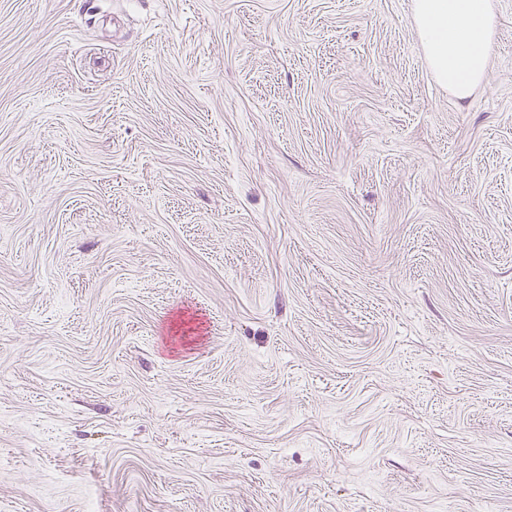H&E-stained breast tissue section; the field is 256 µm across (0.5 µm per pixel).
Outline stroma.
<instances>
[{"instance_id":"stroma-1","label":"stroma","mask_w":512,"mask_h":512,"mask_svg":"<svg viewBox=\"0 0 512 512\" xmlns=\"http://www.w3.org/2000/svg\"><path fill=\"white\" fill-rule=\"evenodd\" d=\"M0 0V512H512V0ZM491 0H414L413 18L437 82L466 100L483 81L495 14Z\"/></svg>"}]
</instances>
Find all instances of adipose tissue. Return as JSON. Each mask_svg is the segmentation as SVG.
<instances>
[{"label":"adipose tissue","instance_id":"1","mask_svg":"<svg viewBox=\"0 0 512 512\" xmlns=\"http://www.w3.org/2000/svg\"><path fill=\"white\" fill-rule=\"evenodd\" d=\"M413 18L437 82L468 99L487 68L495 25L491 0H413Z\"/></svg>","mask_w":512,"mask_h":512}]
</instances>
